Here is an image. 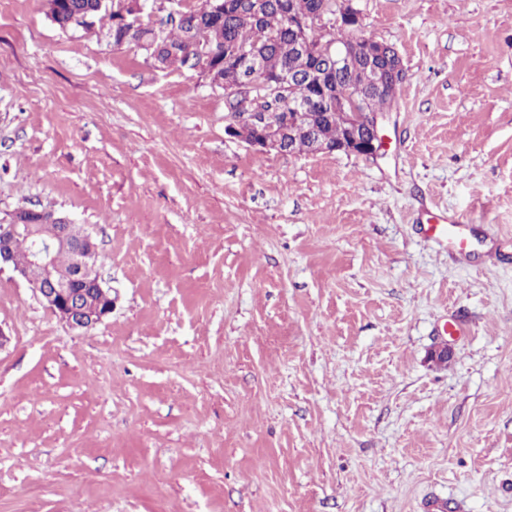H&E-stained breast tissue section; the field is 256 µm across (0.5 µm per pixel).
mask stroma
<instances>
[{
	"label": "stroma",
	"instance_id": "1",
	"mask_svg": "<svg viewBox=\"0 0 512 512\" xmlns=\"http://www.w3.org/2000/svg\"><path fill=\"white\" fill-rule=\"evenodd\" d=\"M354 5L407 71L374 158L0 0V224L85 225L116 298L79 334L0 273V512H512V0ZM448 223V224H447ZM461 223L454 219L441 217L436 224H428V231L431 236H439L445 238L448 244L456 249L460 254H466L467 245L465 239L461 235Z\"/></svg>",
	"mask_w": 512,
	"mask_h": 512
}]
</instances>
